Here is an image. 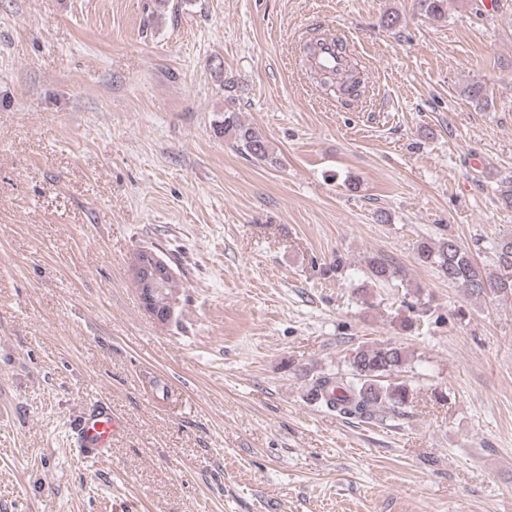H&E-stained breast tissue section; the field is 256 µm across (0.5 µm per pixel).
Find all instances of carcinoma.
<instances>
[{"label":"carcinoma","instance_id":"obj_1","mask_svg":"<svg viewBox=\"0 0 512 512\" xmlns=\"http://www.w3.org/2000/svg\"><path fill=\"white\" fill-rule=\"evenodd\" d=\"M331 40L343 54L347 53L345 39L338 34H326L309 39L303 50L314 57L316 48L324 40ZM352 67L326 69L315 67L314 75L323 85L337 80H350ZM224 135L238 149L258 162L272 161L269 141L257 129L238 121L235 112H224ZM495 255L493 266L478 263L453 234L440 236L434 241L416 244L417 260L435 267L448 283L464 288L474 302L485 303L512 298V236H504L492 245ZM367 278L377 284H388L397 271L379 256L366 262ZM410 362L407 347L399 342H381L360 345L348 360L350 377L335 379L323 375L315 381V399L327 409L356 418H378L388 414L404 415L413 407L415 393L412 384L402 377Z\"/></svg>","mask_w":512,"mask_h":512}]
</instances>
